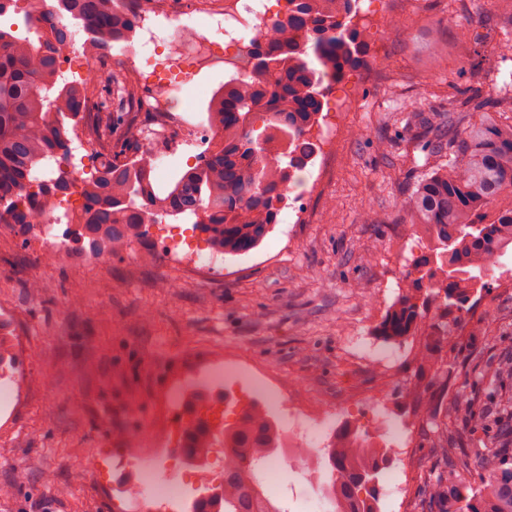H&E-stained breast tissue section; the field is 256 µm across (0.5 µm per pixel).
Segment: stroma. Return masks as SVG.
<instances>
[{
    "instance_id": "35a3bbf8",
    "label": "stroma",
    "mask_w": 512,
    "mask_h": 512,
    "mask_svg": "<svg viewBox=\"0 0 512 512\" xmlns=\"http://www.w3.org/2000/svg\"><path fill=\"white\" fill-rule=\"evenodd\" d=\"M507 6L398 0L388 26L373 30L364 65L345 75L352 105L337 113L336 153L303 201L308 222L291 223L290 209L281 210L259 247L225 256L223 274L192 275L151 243L107 264L47 266L24 238L1 232L0 326L23 347L8 376L23 397L0 413V512H123L128 503L111 497L108 472L87 464L91 451L127 455L124 434L172 416L164 400L191 378L244 391L286 428L269 375L291 385L297 402L341 408L340 423L356 420L375 440H395L413 420L408 502L381 497L378 512H444L430 486L476 479L482 455L512 432L510 416L474 431L454 410L460 386L485 389L478 363L512 354V288L489 283L462 309L425 307L417 335L379 336L428 244L402 206L428 170V139L402 116L413 106L447 107L485 73L512 71V57L494 55ZM466 23L476 40L460 39ZM473 321L485 335H470ZM429 398L443 404L431 422L420 412ZM305 475L326 477L322 455L301 470L280 468L267 493L282 512H301L283 491Z\"/></svg>"
}]
</instances>
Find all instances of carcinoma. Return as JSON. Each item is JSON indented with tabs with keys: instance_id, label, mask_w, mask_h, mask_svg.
Here are the masks:
<instances>
[{
	"instance_id": "cac0c4a2",
	"label": "carcinoma",
	"mask_w": 512,
	"mask_h": 512,
	"mask_svg": "<svg viewBox=\"0 0 512 512\" xmlns=\"http://www.w3.org/2000/svg\"><path fill=\"white\" fill-rule=\"evenodd\" d=\"M50 1L83 28L92 61L130 39L135 29L136 15L122 0H33L24 23L49 30L47 38L34 41L0 29V224L22 228L43 223L57 193L71 186L69 172L61 167L47 180L40 171L47 159L71 155L68 124L83 116L93 97L88 83L55 81L71 29L53 22ZM288 3L277 37L247 48L251 63L267 66L251 78L220 84L208 104V123L220 141L204 160L176 175L165 195L156 191L145 151L131 158L113 155L81 181L84 204L77 223L95 249L110 244L119 254L130 239L147 240L160 216L193 221L226 254L248 253L272 231L287 200L291 172L306 167L318 150L308 134L331 87L360 62L365 45V30L352 24L355 0ZM110 80L123 109L142 105L132 73L114 71ZM460 94L444 109L424 114L413 108L405 114L409 126L439 133L431 156L446 150L449 160L430 166L404 198L407 212L429 234L435 269L407 276L405 295L379 327L382 336H414L421 330L417 293L424 284L438 289L435 297L445 305L461 306L469 290L483 287L500 256L512 250V123L482 119L460 132L454 124V113L464 108L485 112L504 99L512 102V84L498 89L494 99L479 84ZM95 112L92 131L98 139L117 135L138 145L143 134L138 125L100 106ZM258 115L264 126L256 134L252 124ZM480 370L493 380L512 375V362H486ZM456 411L474 429L487 424V404L466 388L457 392ZM363 444L345 431L327 450L326 491L334 512H378L381 464L373 460L378 449ZM281 452L274 423L258 405L224 426L222 512H281L258 480L266 459ZM480 472L472 495L448 490V512H512V456L489 451Z\"/></svg>"
}]
</instances>
